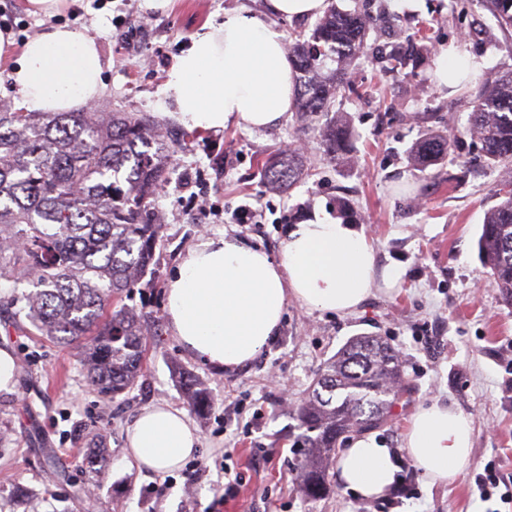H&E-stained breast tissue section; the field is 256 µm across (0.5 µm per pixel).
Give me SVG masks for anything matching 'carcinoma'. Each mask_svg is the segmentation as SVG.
I'll return each instance as SVG.
<instances>
[{
	"mask_svg": "<svg viewBox=\"0 0 512 512\" xmlns=\"http://www.w3.org/2000/svg\"><path fill=\"white\" fill-rule=\"evenodd\" d=\"M501 29H512V0H478ZM380 18L331 7L316 34L298 40L290 55L299 73L296 111L312 121L330 112L340 86H350V60ZM336 57V86L322 76ZM386 74L413 73L420 54L392 44L376 55ZM468 132L481 144L486 165L512 162V69L482 83L471 99ZM143 113L16 112L0 109V282L22 289L6 298L45 336L81 344L90 385L116 398L134 384L147 354L136 310L123 297L138 287L151 265L159 225L150 205L167 182L170 147L152 136ZM348 129L334 120L321 131L326 153L347 146ZM450 140L431 136L412 148L421 165L440 161ZM299 174L293 156L265 163L264 178L291 186ZM485 215L478 255L512 303V183ZM195 410L210 398L192 376L181 381ZM405 392L399 355L387 342L362 337L336 354L319 373L309 397L296 410L300 490L323 495L336 448L352 433L388 423Z\"/></svg>",
	"mask_w": 512,
	"mask_h": 512,
	"instance_id": "carcinoma-1",
	"label": "carcinoma"
}]
</instances>
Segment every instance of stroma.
<instances>
[{"instance_id":"1","label":"stroma","mask_w":512,"mask_h":512,"mask_svg":"<svg viewBox=\"0 0 512 512\" xmlns=\"http://www.w3.org/2000/svg\"><path fill=\"white\" fill-rule=\"evenodd\" d=\"M140 0H71L47 17L28 0H0V16L28 40L54 25L96 36L105 60L98 109L146 113L175 130L162 86L175 57L205 22L219 23L241 8L261 12L263 0H172L152 15L151 33L138 28ZM375 13L393 17L367 38L351 79L359 94L339 90L333 114L350 127L349 147L326 155L319 123L299 125L294 114L260 130L235 126L188 133L169 162L153 208L161 226L149 275L127 305L141 311L159 340L137 383L117 400L93 391L78 346L39 336L25 319L0 307V347L18 368L14 392L0 393V512H497L499 498L481 501L475 478L487 462L512 475V305L506 304L478 256L477 239L495 191L512 178V164L486 166L466 130L470 104L431 79L433 53L463 42L484 60L482 79L512 68L501 50L506 37L488 33L490 14L452 9L451 0H373ZM425 26L431 55L410 75L392 77L374 61L378 49ZM153 57L138 66L142 51ZM438 134L451 152L438 164L411 157L420 140ZM300 145L303 174L292 188L265 180L260 169L285 144ZM363 229L380 268L401 273L396 288L374 289L355 312L331 314L289 301L277 338L248 366L219 371L190 356L168 326L165 286L181 256L200 238L220 232L280 255L290 226L312 216ZM379 336L402 355L408 391L374 436L390 448L407 495L365 499L332 481L323 497L298 490L299 433L294 412L320 369L349 341ZM190 373L213 403L190 411L180 373ZM445 403L473 425L471 464L453 483L433 484L412 467L403 446L411 415ZM152 404L186 410L200 446L181 469L138 470L125 459V430ZM104 454L96 471L75 466L93 449ZM238 474L234 497L224 473Z\"/></svg>"}]
</instances>
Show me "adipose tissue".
<instances>
[{
  "label": "adipose tissue",
  "mask_w": 512,
  "mask_h": 512,
  "mask_svg": "<svg viewBox=\"0 0 512 512\" xmlns=\"http://www.w3.org/2000/svg\"><path fill=\"white\" fill-rule=\"evenodd\" d=\"M266 11L226 13L203 25L167 72L164 93L189 131L228 125L261 129L279 123L294 104L295 74L274 18L322 15L329 0H265ZM13 36L0 30V60L12 58L9 77L22 108L67 112L97 101L104 58L95 37L53 26L13 53ZM395 271L375 276L372 243L354 225L314 218L286 233L280 259L220 233L187 250L166 285L169 328L185 349L219 370L250 364L279 333L289 299L350 314L376 283L394 287ZM416 468L431 483L452 482L471 463L472 425L462 412L435 404L417 410L404 433ZM127 452L140 468L178 469L200 444L184 410L144 408L127 429ZM346 489L365 498L385 495L397 479L391 449L374 437L351 441L337 461Z\"/></svg>",
  "instance_id": "obj_1"
}]
</instances>
